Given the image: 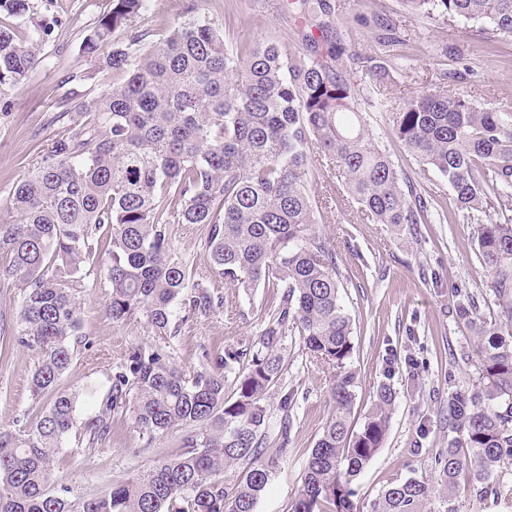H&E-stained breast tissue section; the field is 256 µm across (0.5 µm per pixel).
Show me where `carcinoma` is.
Instances as JSON below:
<instances>
[{"mask_svg":"<svg viewBox=\"0 0 512 512\" xmlns=\"http://www.w3.org/2000/svg\"><path fill=\"white\" fill-rule=\"evenodd\" d=\"M147 0H112L85 36L82 52L112 70V88L80 97L79 118L42 145L37 167L11 188L13 219L0 220V283L21 288L19 310L0 323L36 357L33 400H49L14 430L0 431V512H256L292 444L283 400L277 445L270 450L267 396L287 368L284 339L294 333L329 377L334 409L312 448L289 512H353V482L382 448L395 395L380 385L356 428L351 317L341 297L333 241L315 228L309 179L314 148L331 177L358 205L362 220L400 227L430 224L432 198L404 181L358 110L360 84L389 75L404 39L385 26L378 56L350 54L338 64L329 38L305 35L314 56L268 40L240 53L223 32L197 16L198 5L156 43L159 19ZM418 15L480 22L512 40V0H402ZM298 18L329 16V0H289ZM31 0H0V18H24ZM57 21L43 19L21 36L0 21V95L22 85L41 62L40 47ZM388 124L420 166L447 178L452 208L477 212L475 247L486 289L453 288L448 307L475 336L454 357L472 368L468 390L448 379V427L455 437L435 458L434 475L409 477L381 491L370 512H457L461 480L482 502L498 493L499 470L512 465V112L423 91ZM208 228L209 277L244 292L276 290L262 326L243 345L205 354L183 371L167 337L185 317L224 308V296L191 278L173 252V225ZM109 247L98 249L101 235ZM105 271L106 314L114 324L141 316L154 342L128 349L95 410L77 421L81 393L60 388L74 353L92 342L80 334L78 294ZM130 412L152 442L182 425L200 426L177 456L109 492L71 501L51 490L62 442L95 448L112 417Z\"/></svg>","mask_w":512,"mask_h":512,"instance_id":"cac0c4a2","label":"carcinoma"}]
</instances>
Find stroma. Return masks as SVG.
I'll return each instance as SVG.
<instances>
[{
  "label": "stroma",
  "mask_w": 512,
  "mask_h": 512,
  "mask_svg": "<svg viewBox=\"0 0 512 512\" xmlns=\"http://www.w3.org/2000/svg\"><path fill=\"white\" fill-rule=\"evenodd\" d=\"M33 3V19L15 21L18 32L27 31L35 19L53 17L58 25L42 46L38 68L23 86L9 90L10 107L0 115V216L9 213L11 186L38 161L42 144L53 134L58 105L72 87L71 76H81L80 88L91 97L112 86L111 72L97 70L94 59L81 52L84 37L111 8V0ZM331 4L332 38L348 50L374 54L381 18L406 39L390 81L361 90L359 110L400 175L419 185L432 196L436 209L448 215L447 221L398 232L363 222L341 185L328 176L324 161L312 162L310 186L319 203L316 228L335 241L336 265L345 284L343 302L352 320V367L357 375L354 418H362L380 383L395 391L387 439L354 483V512H368L385 487L430 473L435 456L447 447L448 385L465 388L473 382L469 369L453 366L449 355L450 350L469 346L473 338L450 316L448 300L455 284L484 287L474 244L475 217L451 212L446 178L422 171L385 123V114L422 91L512 111V40L492 38L479 23L422 17L401 0H331ZM199 13L223 30L232 49L268 38L301 50L306 47V29L288 0H202ZM206 242V226L176 225L177 257L198 267L206 265ZM210 285L223 295V310L181 322L176 335L168 339L174 363L186 371L200 368L204 350L240 343L254 334L269 297L263 287L248 294L218 278ZM107 293L100 276L85 279L81 331L92 340L93 349L75 354L61 381L64 388H104L122 352L154 339L144 319L113 324L104 308ZM283 354L288 367L268 402L274 417L289 414L293 444L257 512H288L306 460L333 409L328 383L307 360L298 337L285 339ZM34 363L32 353L15 343L6 362L0 363V430L13 428L19 419H35L39 405L29 391ZM284 401L289 404L285 411L280 408ZM187 434V428L176 427L148 445L128 414H115L112 436L99 448L79 449L72 441L63 442L52 489H68L73 501L104 493L114 481L178 455Z\"/></svg>",
  "instance_id": "obj_1"
}]
</instances>
